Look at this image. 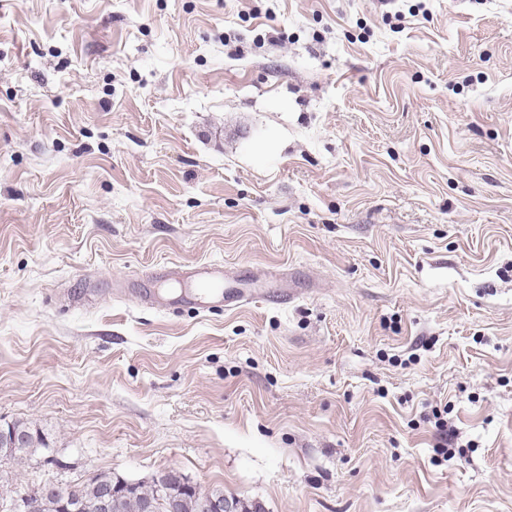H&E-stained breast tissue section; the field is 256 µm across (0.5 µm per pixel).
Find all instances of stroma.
I'll return each instance as SVG.
<instances>
[{"label": "stroma", "mask_w": 512, "mask_h": 512, "mask_svg": "<svg viewBox=\"0 0 512 512\" xmlns=\"http://www.w3.org/2000/svg\"><path fill=\"white\" fill-rule=\"evenodd\" d=\"M397 8L0 0V423L49 444L1 487L512 512V0ZM210 263L257 299L112 294Z\"/></svg>", "instance_id": "1"}]
</instances>
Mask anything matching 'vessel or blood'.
Returning <instances> with one entry per match:
<instances>
[{
  "mask_svg": "<svg viewBox=\"0 0 512 512\" xmlns=\"http://www.w3.org/2000/svg\"><path fill=\"white\" fill-rule=\"evenodd\" d=\"M180 276L193 284L189 300L202 311L221 306L234 309L254 298L252 291L241 287L240 283L225 281L223 270L209 264L181 271Z\"/></svg>",
  "mask_w": 512,
  "mask_h": 512,
  "instance_id": "obj_1",
  "label": "vessel or blood"
}]
</instances>
